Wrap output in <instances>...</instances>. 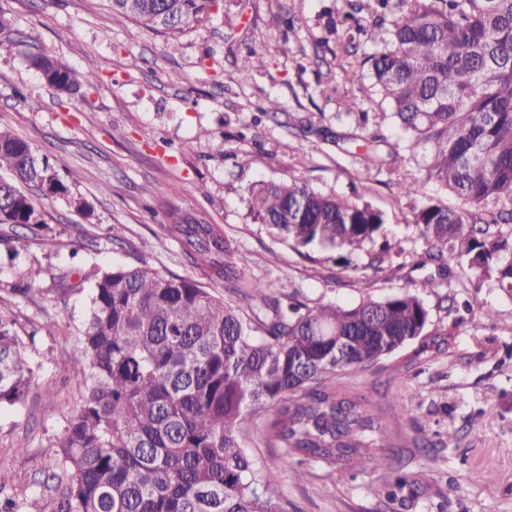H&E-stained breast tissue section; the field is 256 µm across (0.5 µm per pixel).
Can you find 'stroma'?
I'll return each mask as SVG.
<instances>
[{"label":"stroma","mask_w":512,"mask_h":512,"mask_svg":"<svg viewBox=\"0 0 512 512\" xmlns=\"http://www.w3.org/2000/svg\"><path fill=\"white\" fill-rule=\"evenodd\" d=\"M358 4L347 21L342 0H224L210 21L170 37L113 15L106 0H0L13 28L0 35V125L48 158L66 187L56 195L28 188L41 226L0 224V317L21 337L35 378L22 406L0 409V466L13 477L0 493L24 512L55 508L57 491L44 485L54 465L43 450L64 433L83 390L69 367L80 355L86 295L60 300L61 276L145 261L238 298L187 260L167 231V204L207 214L233 253L247 257L242 279L283 303L353 305L427 276L417 266L425 245L414 213L426 197L456 200L427 180V147L409 149L393 119L377 129L362 123V113L386 115L390 106L371 72L345 78L380 49L363 34L375 0ZM284 11L292 27L277 24ZM251 48L265 50L267 66L245 78L239 64ZM35 54L98 80L80 95L60 94L31 66ZM271 100L278 112L268 111ZM376 131L394 156L367 172L360 157ZM294 180L382 211L387 262L410 279L371 267L378 245L344 256L319 247L305 258L260 223L250 188ZM411 181L423 183V197L400 194ZM78 199L88 210L76 209ZM423 299L430 331L450 332L449 345L413 341L345 380L383 417L409 489L389 499L376 492L378 474L341 477L318 461L304 462V479L294 480L280 449L267 446L262 420H251L246 451L288 512H512V297L459 276ZM62 306L70 318H58Z\"/></svg>","instance_id":"1"}]
</instances>
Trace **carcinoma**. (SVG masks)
Masks as SVG:
<instances>
[{"label": "carcinoma", "instance_id": "obj_1", "mask_svg": "<svg viewBox=\"0 0 512 512\" xmlns=\"http://www.w3.org/2000/svg\"><path fill=\"white\" fill-rule=\"evenodd\" d=\"M112 13L166 34L207 20L220 0H107ZM367 58L410 147L431 146L427 176L459 205L426 200L414 213L437 272L414 289L356 305L303 308L269 303L258 284L228 302L214 289L145 263L115 266L92 280L81 355L87 375L65 436L45 448L69 477L57 512H288L283 497L246 453L247 420H264L282 464L323 461L345 473L382 471L379 492L395 498L408 482L384 471L388 431L353 376L424 335L430 313L419 291H434L450 264L467 265L512 296V0H411L406 16ZM251 48L240 72L266 68ZM46 82L75 95L94 76L48 55L30 59ZM0 224L42 223L20 185L57 194L67 188L29 143L0 126ZM255 217L295 250L329 246L353 252L386 224L367 204L317 194L301 182L261 183L249 198ZM168 232L199 267L233 281L237 265L207 219L166 211ZM272 305L255 323L246 309ZM33 374L23 343L0 317V407L24 404Z\"/></svg>", "mask_w": 512, "mask_h": 512}]
</instances>
